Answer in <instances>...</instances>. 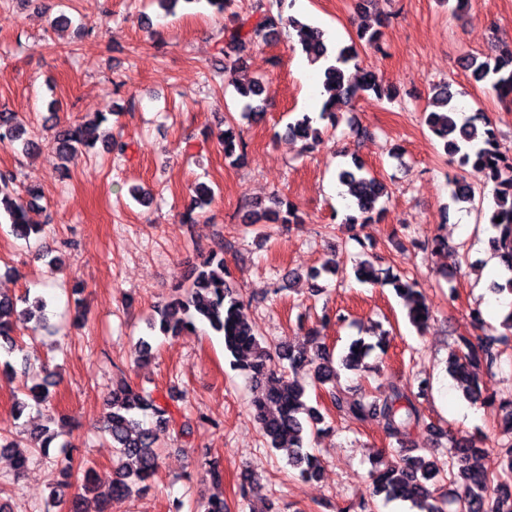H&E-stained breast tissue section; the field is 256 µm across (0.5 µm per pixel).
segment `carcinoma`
I'll use <instances>...</instances> for the list:
<instances>
[{"instance_id": "1", "label": "carcinoma", "mask_w": 512, "mask_h": 512, "mask_svg": "<svg viewBox=\"0 0 512 512\" xmlns=\"http://www.w3.org/2000/svg\"><path fill=\"white\" fill-rule=\"evenodd\" d=\"M206 2L217 13H224L233 0H156L167 14L174 12L179 3ZM287 26L299 34L301 51L309 63L321 65L320 74L325 89L331 97L323 104L320 117L328 118L331 127L338 124L336 112L351 104L359 94L372 92L380 99L392 100L389 88L371 74L360 81L351 79L347 72L350 64L358 59V47L376 46L383 37L385 20L377 19V27L361 25L357 41L340 48H332L324 38V31L295 16L274 12L263 3L253 13L237 18L236 23L224 29V70L234 71L240 61V52L249 45L268 41L277 30ZM468 67L475 81L488 85L501 99L512 97V48L504 47L500 54L484 61L467 58ZM244 106L240 116L249 119L266 109L265 88L262 82L252 81L237 86ZM450 85L440 82L432 86L433 110L425 113L424 122L434 137L443 143L447 154L458 158L461 166L471 168L482 185H492V205L487 212L492 235L489 244L507 276L495 290L512 295V156L502 147L498 133L483 113L465 115L454 100ZM117 113L114 108L98 112L89 123L74 125L56 132L53 139L56 153L71 161L85 150L93 148L89 132L108 122V116ZM314 119L308 114L286 127L287 134L304 141L311 148L322 139V131L313 126ZM19 142L26 152L38 147L27 136V130L18 123L17 115L6 108L0 109V145L12 146ZM224 148V158L233 163L244 159L246 143L239 123L232 116L224 118V129L219 134ZM339 183L349 195L354 214L346 223L354 227L370 224L385 211L389 199L387 185L364 168L363 163L352 159V165L337 173ZM17 176L12 172H0V212L8 215L11 232L20 239L28 240L42 231V226L29 220V211L43 194L40 188L29 186L16 188ZM474 186L464 179L454 181L451 202L473 204ZM213 198L212 189L203 182L193 188L192 205L185 221L192 220L196 209L208 206ZM501 221H496V218ZM250 225L298 224L297 208L285 203L279 195L272 198V206L255 210L250 215ZM353 275L359 281L380 280L393 287L406 304L408 317L413 326L422 330L430 319V309L421 289L408 275L394 271V267L376 269L367 261L353 266ZM45 298L26 294L20 299L0 296V354L8 357L22 352L17 331L28 323L32 329L48 325ZM243 298L234 287L231 274L224 265V249L213 250L192 266L190 285L176 289L168 300L157 309L158 318L149 323L164 337L174 338L193 332L203 323L224 336V350L232 357L231 366L246 372L255 381L267 386L253 402L254 416L266 443L287 452L288 465L298 471L302 479H316L321 473L319 459L306 446L309 435L324 428L325 416L319 409L307 405V385L296 377L305 371L310 386L327 392L336 413L351 422L364 423L375 420L389 439L388 455L372 461L369 471L371 494L387 500H401L411 504L418 512H512V442L501 447L499 471L492 474L471 465V459L484 453V442L475 438L457 439L448 436L454 445L455 455L444 464L436 456L429 458L407 454L412 443V433L424 424L415 399L424 395L428 382L418 384V392L408 386H393L378 393L350 395L340 389L336 380L334 355L322 341L320 332L313 329L307 341L298 348L288 347L274 354L261 346L254 326L242 314ZM470 322L476 336H461L457 348L448 358V372L456 381L463 395L473 404L492 410L507 432L512 434V393L496 394L482 391L481 378L498 364L500 347L512 344V312L501 321L503 332L487 333V321L481 308L470 311ZM386 333L378 335L376 343L353 340L340 364L347 370H358L366 356L374 349H384ZM55 374L44 369L42 382L24 386L27 399H17L14 410L22 416L28 408H50V390ZM101 432L112 443L118 456L112 482L105 488L98 487L92 478L93 469L85 468L84 481L75 487L71 483L74 466L67 450H61L56 466L61 481L50 496V505L60 502L62 489H70L69 512H88L84 508L86 495H94L104 512L109 499L130 496L147 489L146 481L157 472L162 437L176 430L189 432L187 421L178 422L168 406L161 404L153 392L134 387L121 380L112 387L107 402ZM447 481L457 486L456 494L447 498L436 496L437 485Z\"/></svg>"}]
</instances>
